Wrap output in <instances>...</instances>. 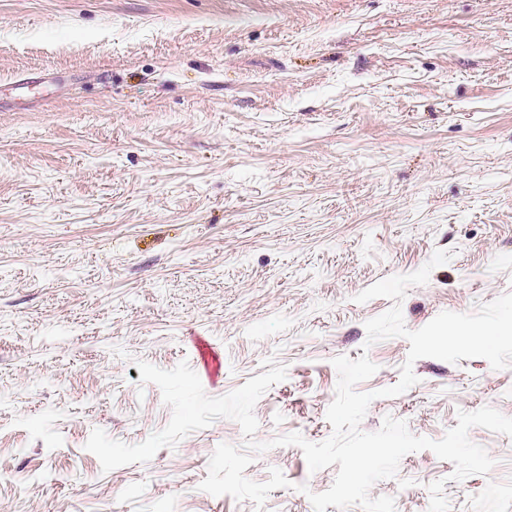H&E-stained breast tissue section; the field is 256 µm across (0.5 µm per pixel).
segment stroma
<instances>
[{
	"instance_id": "35a3bbf8",
	"label": "stroma",
	"mask_w": 512,
	"mask_h": 512,
	"mask_svg": "<svg viewBox=\"0 0 512 512\" xmlns=\"http://www.w3.org/2000/svg\"><path fill=\"white\" fill-rule=\"evenodd\" d=\"M0 86V512H314L338 468L310 472L296 446L246 468L290 482L263 507L200 490L215 448L244 444L230 419L107 473L85 444L167 425L138 361H188L218 397L270 358L287 377L256 440L323 441L333 358L377 364L367 392L410 348L367 344L393 302L356 294L438 249L452 258L408 289V329L512 292V0H0ZM413 371L362 431L512 417V367ZM469 437L488 474L452 481L422 450L371 497L428 512L441 479L451 512H512V437Z\"/></svg>"
}]
</instances>
